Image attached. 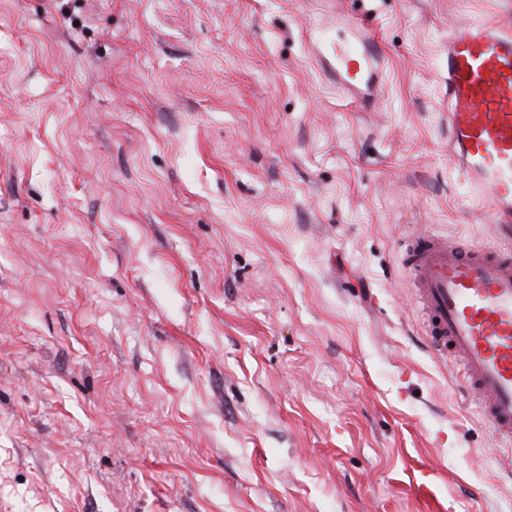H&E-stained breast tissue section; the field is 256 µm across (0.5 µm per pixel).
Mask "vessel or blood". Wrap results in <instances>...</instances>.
<instances>
[{"mask_svg":"<svg viewBox=\"0 0 512 512\" xmlns=\"http://www.w3.org/2000/svg\"><path fill=\"white\" fill-rule=\"evenodd\" d=\"M368 37L354 29L336 51V84L363 99L378 91ZM448 129L455 167L497 235L512 234V28L462 22L448 36ZM424 334L455 361L478 411L512 447V254L428 231L406 243ZM418 512H448L433 482H410Z\"/></svg>","mask_w":512,"mask_h":512,"instance_id":"b4317fda","label":"vessel or blood"}]
</instances>
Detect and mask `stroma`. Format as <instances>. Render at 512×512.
<instances>
[{"label":"stroma","mask_w":512,"mask_h":512,"mask_svg":"<svg viewBox=\"0 0 512 512\" xmlns=\"http://www.w3.org/2000/svg\"><path fill=\"white\" fill-rule=\"evenodd\" d=\"M373 28L354 99L319 27ZM512 0H0V512H512L421 331L416 230L512 249L448 32ZM409 487L413 492L419 512H447L448 503L441 496L433 482L427 478L410 481Z\"/></svg>","instance_id":"stroma-1"}]
</instances>
